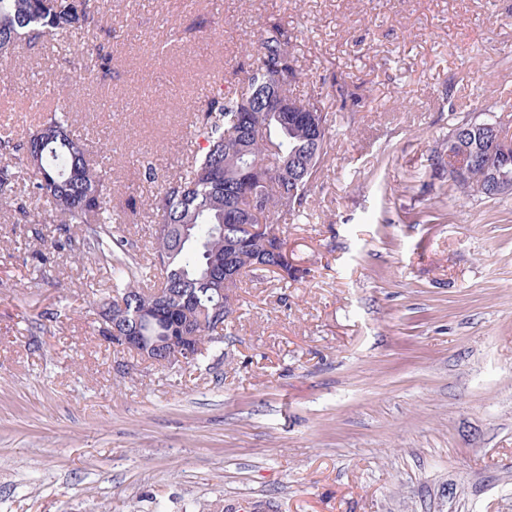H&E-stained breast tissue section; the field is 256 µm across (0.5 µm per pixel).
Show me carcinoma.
Returning a JSON list of instances; mask_svg holds the SVG:
<instances>
[{"instance_id":"carcinoma-1","label":"carcinoma","mask_w":512,"mask_h":512,"mask_svg":"<svg viewBox=\"0 0 512 512\" xmlns=\"http://www.w3.org/2000/svg\"><path fill=\"white\" fill-rule=\"evenodd\" d=\"M98 22L91 0H0V56L11 54L22 41L60 42ZM291 47L288 29L266 25L244 82L228 92L214 88L207 106L194 114L193 135L199 144L190 165L179 176L163 180L151 198L155 228L146 264L130 252L127 241L112 234L111 167L107 162L90 164L87 144L71 134L66 108L48 113L25 139L0 134V195L13 194L19 179H26L29 196L47 208L22 199L16 207L20 220L40 224L46 216L54 217L61 227L50 246L106 263L115 292L107 312L119 333L179 336L191 325L199 336V347L193 350L197 357L202 346L219 342L232 316L212 317L214 309L224 308L223 293L255 271V262L283 279L295 281L303 273L282 250L286 241L278 221L304 212L329 156L333 118L327 97L345 100L352 93L333 74L309 77L315 91L304 99L290 95L305 77ZM109 62L99 48L80 50L77 80L106 71ZM273 86L293 106L287 120L262 111L260 93ZM248 103L256 104L254 111H244ZM290 155L303 168L291 180L279 173ZM454 185L494 197L482 165L472 169L469 182ZM251 193L257 199L255 214L249 210ZM69 224L86 225V233L71 234ZM239 224H262L264 230L232 254L228 244ZM229 261L237 271L231 279L224 277ZM163 301L185 307L191 316L171 312L151 322L138 320L142 305Z\"/></svg>"}]
</instances>
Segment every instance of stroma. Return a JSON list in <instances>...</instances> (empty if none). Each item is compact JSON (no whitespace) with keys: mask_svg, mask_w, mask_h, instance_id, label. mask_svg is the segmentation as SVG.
I'll list each match as a JSON object with an SVG mask.
<instances>
[{"mask_svg":"<svg viewBox=\"0 0 512 512\" xmlns=\"http://www.w3.org/2000/svg\"><path fill=\"white\" fill-rule=\"evenodd\" d=\"M101 27L0 57V131L71 98L111 142L112 231L150 240L140 160L174 175L209 84L234 85L279 22L305 72H336V137L305 219L304 271L234 289L224 341L154 365L102 335L108 280L52 252L56 222L0 196V512H512V195L435 168L453 123L512 137V0H94ZM164 97L163 109L149 102ZM110 57L103 54L101 48L82 49L78 52L76 62V78L75 86L88 77L98 75L107 71Z\"/></svg>","mask_w":512,"mask_h":512,"instance_id":"stroma-1","label":"stroma"}]
</instances>
